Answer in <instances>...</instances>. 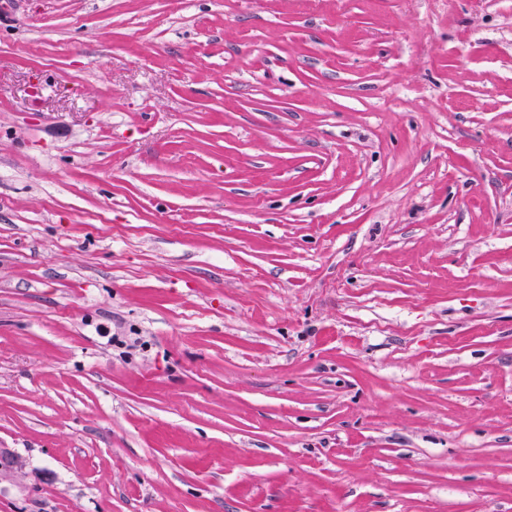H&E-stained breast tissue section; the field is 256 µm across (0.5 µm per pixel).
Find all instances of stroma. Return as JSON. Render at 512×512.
<instances>
[{
  "label": "stroma",
  "mask_w": 512,
  "mask_h": 512,
  "mask_svg": "<svg viewBox=\"0 0 512 512\" xmlns=\"http://www.w3.org/2000/svg\"><path fill=\"white\" fill-rule=\"evenodd\" d=\"M0 512H512V0H0ZM21 470L20 457L9 448H0V484L12 481Z\"/></svg>",
  "instance_id": "stroma-1"
}]
</instances>
